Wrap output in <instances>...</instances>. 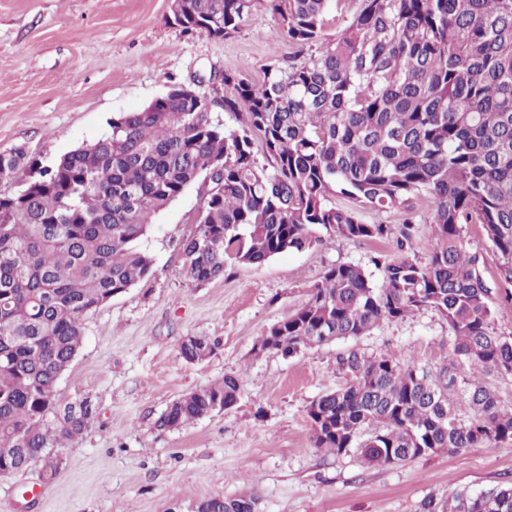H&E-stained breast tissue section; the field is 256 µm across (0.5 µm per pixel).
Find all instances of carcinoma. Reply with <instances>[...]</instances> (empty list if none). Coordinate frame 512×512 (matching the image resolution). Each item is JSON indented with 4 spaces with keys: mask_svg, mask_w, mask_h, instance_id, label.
Here are the masks:
<instances>
[{
    "mask_svg": "<svg viewBox=\"0 0 512 512\" xmlns=\"http://www.w3.org/2000/svg\"><path fill=\"white\" fill-rule=\"evenodd\" d=\"M266 2L303 60L267 69L259 83L225 72L230 95L167 93L51 167L22 148L0 152L1 184L33 171L0 192V467L24 472L93 424L92 396L57 393L84 318L149 278L141 241L197 182V227L181 250L198 283L229 264L311 248L318 226L344 241L386 240L389 225L362 223L359 207H406L425 193L434 223L427 263L377 257L379 284L359 266L329 267L259 350L291 356L433 309L453 337L448 364L433 371L393 354H341L350 380L307 409L314 448H353L363 463L389 466L512 441V406L485 381L512 375V336L493 327L485 255L464 241V225H481L512 299V0H357L333 38L331 0ZM253 3L176 0L171 12L183 29L224 39ZM222 112L240 129L226 128ZM253 132L272 167L257 161ZM338 196L351 205H336ZM213 347L199 336L179 352L198 361ZM240 381L227 373L178 397L156 426L178 430L234 407ZM212 503L215 512H255L252 497ZM420 512H512V486L458 490Z\"/></svg>",
    "mask_w": 512,
    "mask_h": 512,
    "instance_id": "cac0c4a2",
    "label": "carcinoma"
}]
</instances>
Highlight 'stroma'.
I'll return each instance as SVG.
<instances>
[{
	"instance_id": "35a3bbf8",
	"label": "stroma",
	"mask_w": 512,
	"mask_h": 512,
	"mask_svg": "<svg viewBox=\"0 0 512 512\" xmlns=\"http://www.w3.org/2000/svg\"><path fill=\"white\" fill-rule=\"evenodd\" d=\"M170 0H0V152L23 148L39 165L110 131L176 83L234 72L258 82L287 62L293 46L257 0L230 37L176 25ZM411 208L362 207L368 224L413 222L410 255L428 259L433 213L424 196ZM200 192L189 187L161 211L145 245L153 260L144 282L84 320L83 345L58 380L61 399L92 395L95 424L69 447L51 481L40 466L0 478V512H198L221 495H251L257 512H419L428 497L512 483V442L488 450L441 452L385 467L356 451L312 445L310 403L344 385L336 358L356 348L419 365L447 364V321L425 309L383 321L370 334L288 357L257 352L268 328L285 319L336 264H354L381 282L373 259L393 258L392 241H340L317 227L321 244L287 251L259 267L235 266L199 284L183 266L182 240L194 231ZM208 337L213 353L184 360L181 342ZM242 373L234 408L175 431L155 422L179 396Z\"/></svg>"
}]
</instances>
